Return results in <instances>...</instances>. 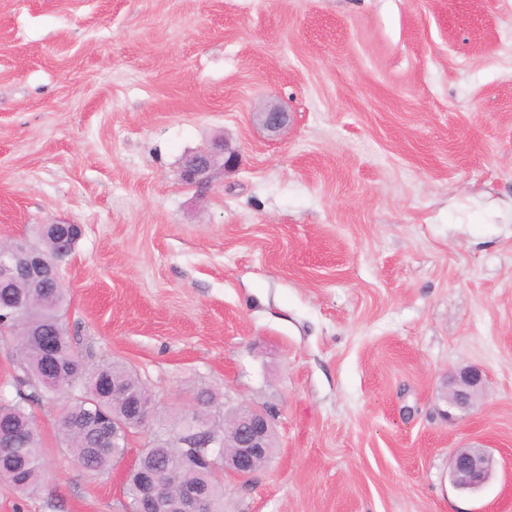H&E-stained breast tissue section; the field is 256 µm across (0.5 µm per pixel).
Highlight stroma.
I'll return each mask as SVG.
<instances>
[{"instance_id": "35a3bbf8", "label": "stroma", "mask_w": 512, "mask_h": 512, "mask_svg": "<svg viewBox=\"0 0 512 512\" xmlns=\"http://www.w3.org/2000/svg\"><path fill=\"white\" fill-rule=\"evenodd\" d=\"M220 139L237 165L187 185ZM59 223L89 363L163 421L200 390L275 411L224 512H512V0H0V241ZM63 406L34 405L46 474L0 512H127ZM475 442L497 472L463 495ZM483 373L474 367L460 369L451 377L443 396L448 406L445 411L448 418L452 419L459 414L471 409L483 389ZM497 461L483 446L460 448L450 464L449 480L459 492L474 494L483 490L494 478Z\"/></svg>"}]
</instances>
